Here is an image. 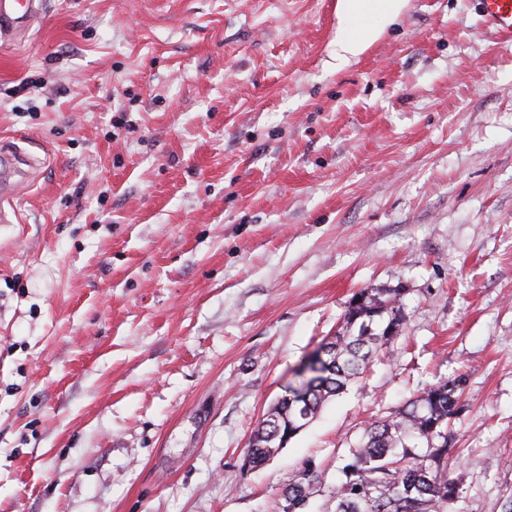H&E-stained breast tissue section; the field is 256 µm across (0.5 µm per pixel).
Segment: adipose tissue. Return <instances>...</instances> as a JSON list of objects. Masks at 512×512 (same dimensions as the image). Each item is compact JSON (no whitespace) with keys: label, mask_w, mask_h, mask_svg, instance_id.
Listing matches in <instances>:
<instances>
[{"label":"adipose tissue","mask_w":512,"mask_h":512,"mask_svg":"<svg viewBox=\"0 0 512 512\" xmlns=\"http://www.w3.org/2000/svg\"><path fill=\"white\" fill-rule=\"evenodd\" d=\"M405 5V0H338L336 36L331 43L335 67L341 69L358 60L399 18Z\"/></svg>","instance_id":"obj_1"}]
</instances>
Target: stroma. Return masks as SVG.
<instances>
[{
  "instance_id": "35a3bbf8",
  "label": "stroma",
  "mask_w": 512,
  "mask_h": 512,
  "mask_svg": "<svg viewBox=\"0 0 512 512\" xmlns=\"http://www.w3.org/2000/svg\"><path fill=\"white\" fill-rule=\"evenodd\" d=\"M337 0H49L0 43V512H279L367 422L465 375L462 512L512 496V40L408 0L333 69ZM402 335L263 467L243 454L355 295ZM1 175H0V222L14 224L18 218L13 207L17 181L14 179L23 166H30L31 156L23 151L14 142L1 141ZM2 158L9 160L7 165L2 164ZM314 464V468L310 465ZM323 484L321 472L312 460H307L288 476L281 497L284 500L282 512H306L311 495L319 492ZM303 505L305 509H296Z\"/></svg>"
}]
</instances>
